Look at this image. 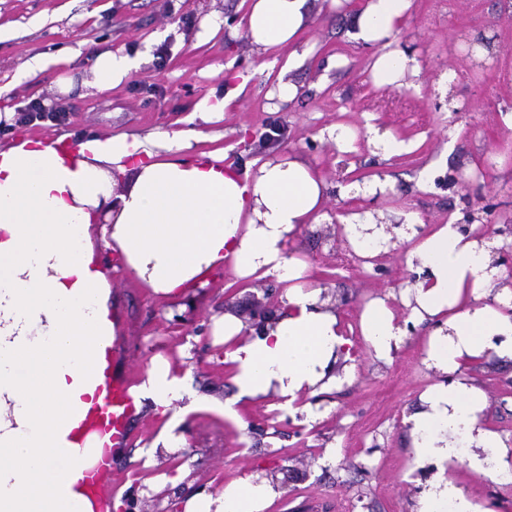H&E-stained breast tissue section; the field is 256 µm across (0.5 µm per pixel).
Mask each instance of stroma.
Instances as JSON below:
<instances>
[{
	"mask_svg": "<svg viewBox=\"0 0 512 512\" xmlns=\"http://www.w3.org/2000/svg\"><path fill=\"white\" fill-rule=\"evenodd\" d=\"M360 0H314L296 44L261 50L245 37L248 0H0V110L22 112L31 101L63 110L58 121L18 127L0 123V144L21 133L69 142L98 135L146 134L194 128L196 153L222 152L225 163L253 169L269 157L296 153L330 184L327 211L415 214L424 229L489 207L497 224L512 221V0H413L396 43L415 55L419 77L401 86H374L373 49L355 45L350 17ZM220 31L202 36L211 17ZM111 50L143 59L141 68L112 90L89 89L96 53ZM65 56V64L22 79L32 58ZM299 87L292 101L272 106L266 97L281 73ZM73 77L67 95L59 77ZM234 92L221 118L196 119L202 99ZM477 110L466 111L469 102ZM380 131L414 141L406 154L383 159L366 141L341 151L324 139L334 124ZM389 179L392 193L348 198L336 187L356 176ZM107 220L96 224L95 256L109 270L110 313L124 352V368L142 381L154 356L166 358L190 388L217 401L234 399L226 348L211 331L225 301L254 296L278 310L285 289L275 278L237 279L213 273L202 288L168 300L142 288L123 269L117 251L100 243ZM287 248L303 254L313 283L341 299L352 344L355 375L341 388L311 396L322 409L315 421L291 414L275 396L237 401V414L204 408L176 428L182 450L145 466L138 449L149 447L163 421L142 405L117 459L110 498L121 512H182L191 494H219L235 480L289 468L298 471L267 512H409L412 496L430 475L414 465L406 416L438 376L422 363L426 325L406 334L390 362L377 360L358 327L364 305L396 294L410 279L399 254L381 250L374 265L356 270L336 256L333 226L308 224ZM465 372L484 391L485 423L512 436V364L488 356ZM478 512H512V484L455 473Z\"/></svg>",
	"mask_w": 512,
	"mask_h": 512,
	"instance_id": "1",
	"label": "stroma"
}]
</instances>
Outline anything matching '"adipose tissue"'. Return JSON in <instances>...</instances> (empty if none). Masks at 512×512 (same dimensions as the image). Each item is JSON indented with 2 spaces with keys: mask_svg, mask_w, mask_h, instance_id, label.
I'll return each mask as SVG.
<instances>
[{
  "mask_svg": "<svg viewBox=\"0 0 512 512\" xmlns=\"http://www.w3.org/2000/svg\"><path fill=\"white\" fill-rule=\"evenodd\" d=\"M412 0H365L349 35L376 47L374 81L382 87L419 76L417 58L394 44ZM310 0H251L245 33L259 49L294 43ZM139 58L98 53L93 88L106 92L138 70ZM193 130L144 136H91L71 148L63 140L24 136L0 146V512H45L53 489L66 485L59 444L71 381L82 371L110 284L95 258L91 230L112 221V246L142 287L182 298L221 267L237 277L273 276L284 283L282 305L263 332L237 315L214 319L217 342L230 345L235 399L277 395L287 409L305 395L336 386L330 369L346 352L340 312L309 279L291 237L325 217L329 186L301 156L289 154L239 170L214 153L187 155ZM413 216L401 227L375 214L344 217L353 248L379 251L408 241L406 264L421 280L401 292L410 319L430 322L424 364L439 376L406 417L415 463L439 467L411 512H476L449 477L463 464L477 476L512 483V437L483 421L485 394L464 373L490 355L512 362V305L502 302L494 243L447 223L418 234ZM360 333L377 358L390 359L405 331L385 298L366 303ZM135 399L150 400L167 423L153 448L182 447L176 426L207 405L188 391L167 362L152 360ZM280 489L253 475L213 495L189 496L183 512H266Z\"/></svg>",
  "mask_w": 512,
  "mask_h": 512,
  "instance_id": "ef3b65f1",
  "label": "adipose tissue"
}]
</instances>
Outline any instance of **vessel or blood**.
<instances>
[{
	"label": "vessel or blood",
	"instance_id": "1",
	"mask_svg": "<svg viewBox=\"0 0 512 512\" xmlns=\"http://www.w3.org/2000/svg\"><path fill=\"white\" fill-rule=\"evenodd\" d=\"M123 361L116 337L100 330L86 371L69 393L68 423L61 440L67 450L65 470L69 485L92 512H108L106 485L116 469L115 452L127 442L137 414L133 383Z\"/></svg>",
	"mask_w": 512,
	"mask_h": 512
}]
</instances>
